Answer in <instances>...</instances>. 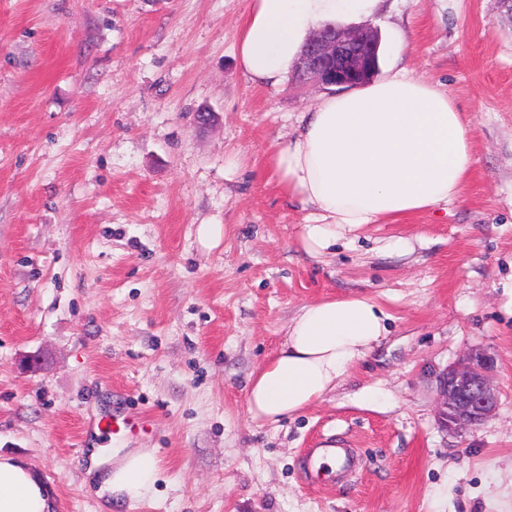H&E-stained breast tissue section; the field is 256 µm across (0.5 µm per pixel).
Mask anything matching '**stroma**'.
Instances as JSON below:
<instances>
[{"label":"stroma","instance_id":"obj_1","mask_svg":"<svg viewBox=\"0 0 512 512\" xmlns=\"http://www.w3.org/2000/svg\"><path fill=\"white\" fill-rule=\"evenodd\" d=\"M250 6L0 0V454L59 512H512V23L498 0H386L357 19L382 37V75L467 114L472 172L448 208L314 255L268 156L325 92L246 79ZM352 293L390 314L380 347L310 408L252 419L249 379L294 315ZM475 351L498 407L452 432L437 379ZM121 392L155 419L120 441L158 461L137 499L87 474ZM326 438L362 467L314 489L301 454Z\"/></svg>","mask_w":512,"mask_h":512}]
</instances>
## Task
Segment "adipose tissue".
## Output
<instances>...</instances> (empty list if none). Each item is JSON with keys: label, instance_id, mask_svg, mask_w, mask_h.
<instances>
[{"label": "adipose tissue", "instance_id": "adipose-tissue-1", "mask_svg": "<svg viewBox=\"0 0 512 512\" xmlns=\"http://www.w3.org/2000/svg\"><path fill=\"white\" fill-rule=\"evenodd\" d=\"M383 0H252L238 37L248 79L279 86L311 33L336 17L371 14ZM471 122L445 91L406 74L335 94L298 118L294 138L268 161L281 192L308 210L303 244L318 253L370 224H385L458 199L472 169ZM387 313L353 295L303 306L276 354L252 376L248 411L278 422L322 400L370 357L388 333ZM154 455L128 457L106 484L137 498L154 484ZM0 512H57L28 465L0 456Z\"/></svg>", "mask_w": 512, "mask_h": 512}]
</instances>
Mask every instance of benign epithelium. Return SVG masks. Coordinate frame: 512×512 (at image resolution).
<instances>
[{"mask_svg": "<svg viewBox=\"0 0 512 512\" xmlns=\"http://www.w3.org/2000/svg\"><path fill=\"white\" fill-rule=\"evenodd\" d=\"M379 47L378 31L370 27L322 28L308 38L298 58V82L322 90L359 87L378 73ZM493 366L492 356L475 353L439 375V417L445 428L466 432L495 413L498 394L490 378Z\"/></svg>", "mask_w": 512, "mask_h": 512, "instance_id": "obj_1", "label": "benign epithelium"}]
</instances>
